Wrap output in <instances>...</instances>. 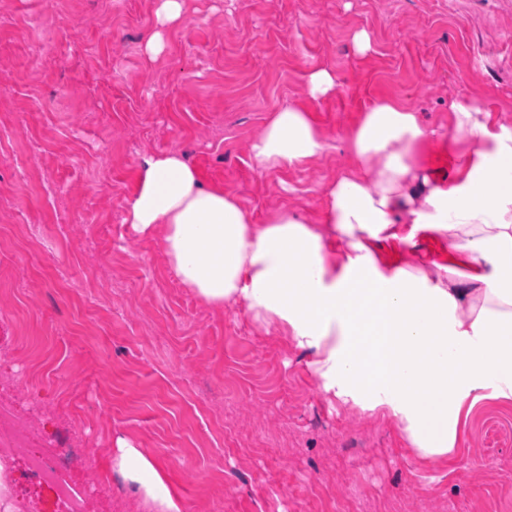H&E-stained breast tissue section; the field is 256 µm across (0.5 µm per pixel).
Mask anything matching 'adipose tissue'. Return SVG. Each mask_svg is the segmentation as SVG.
I'll use <instances>...</instances> for the list:
<instances>
[{
    "label": "adipose tissue",
    "mask_w": 512,
    "mask_h": 512,
    "mask_svg": "<svg viewBox=\"0 0 512 512\" xmlns=\"http://www.w3.org/2000/svg\"><path fill=\"white\" fill-rule=\"evenodd\" d=\"M474 144L448 179L425 172L442 127L384 98L346 134L353 165L315 215L281 208L256 223L231 193L207 187L177 151L143 157L125 223L160 236L183 288L209 308L239 305L310 359L325 392L394 423L422 458L447 457L482 400L512 404V129L452 102ZM330 144L306 108L272 112L251 145L267 168L294 167ZM459 266L388 259L423 234ZM111 466L148 512H189L158 459L126 438Z\"/></svg>",
    "instance_id": "obj_1"
}]
</instances>
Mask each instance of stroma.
Returning a JSON list of instances; mask_svg holds the SVG:
<instances>
[{"label": "stroma", "instance_id": "35a3bbf8", "mask_svg": "<svg viewBox=\"0 0 512 512\" xmlns=\"http://www.w3.org/2000/svg\"><path fill=\"white\" fill-rule=\"evenodd\" d=\"M158 7L0 0V399L35 434L10 456L13 500L60 512L65 487L84 512H144L112 472L124 437L191 512H512V406L479 403L455 454L420 459L241 308L200 304L160 239L119 219L143 156L169 150L256 221L313 214L352 164L347 130L381 98L445 129L426 167L471 147L452 101L512 128V0H185L163 31ZM319 68L338 86L314 101L305 80ZM291 104L333 148L260 167L249 144ZM76 430L86 456L34 479L31 457L67 451Z\"/></svg>", "mask_w": 512, "mask_h": 512}]
</instances>
